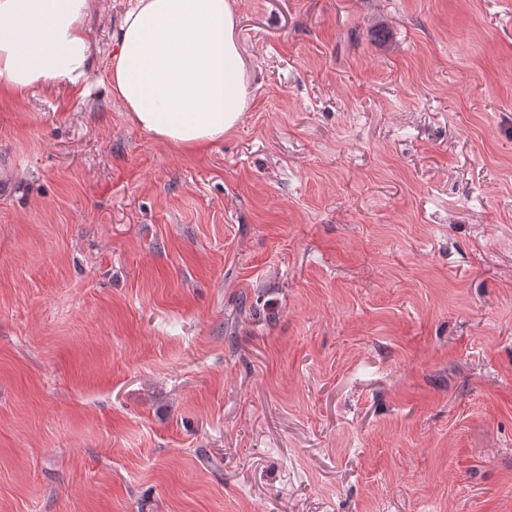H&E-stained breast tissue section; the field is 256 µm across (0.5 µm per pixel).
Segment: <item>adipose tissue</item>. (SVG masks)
<instances>
[{
	"label": "adipose tissue",
	"instance_id": "1",
	"mask_svg": "<svg viewBox=\"0 0 512 512\" xmlns=\"http://www.w3.org/2000/svg\"><path fill=\"white\" fill-rule=\"evenodd\" d=\"M93 0H0V88L86 78ZM112 39V94L133 123L178 149H202L249 102L235 0H132Z\"/></svg>",
	"mask_w": 512,
	"mask_h": 512
}]
</instances>
